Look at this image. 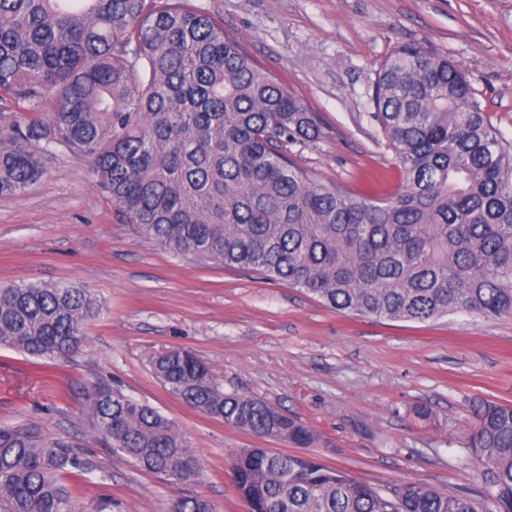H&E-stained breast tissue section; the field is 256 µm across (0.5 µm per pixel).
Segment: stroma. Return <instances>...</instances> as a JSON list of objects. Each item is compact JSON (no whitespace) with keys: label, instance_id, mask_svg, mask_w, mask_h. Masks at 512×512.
Returning <instances> with one entry per match:
<instances>
[{"label":"stroma","instance_id":"obj_1","mask_svg":"<svg viewBox=\"0 0 512 512\" xmlns=\"http://www.w3.org/2000/svg\"><path fill=\"white\" fill-rule=\"evenodd\" d=\"M316 112L327 133L294 161L323 182L383 197L401 175L365 114L380 62L416 43L468 72L481 108L512 143V0H195ZM71 281L105 305L65 363L0 349V426L34 420L98 467L72 491L82 512H168L176 493L244 512L228 475L243 448L292 452L186 406L150 361L185 348L225 390L260 397L318 436L309 455L380 487L402 481L482 501L467 448L471 401L512 404V317L430 322L336 313L243 269L199 265L135 237L88 164L54 153L46 176L0 196V285ZM106 384L171 418L198 455L199 483L174 490L97 444L83 413ZM426 407L428 417L417 414Z\"/></svg>","mask_w":512,"mask_h":512}]
</instances>
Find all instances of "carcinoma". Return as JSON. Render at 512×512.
<instances>
[{
  "instance_id": "cac0c4a2",
  "label": "carcinoma",
  "mask_w": 512,
  "mask_h": 512,
  "mask_svg": "<svg viewBox=\"0 0 512 512\" xmlns=\"http://www.w3.org/2000/svg\"><path fill=\"white\" fill-rule=\"evenodd\" d=\"M0 196L25 193L62 148L86 161L140 238L198 264L249 269L340 314L420 321L512 316V145L454 60L402 44L380 63L366 118L403 181L374 199L316 181L291 148L319 117L193 0H0ZM55 108L40 117L47 99ZM103 311L73 282L0 287V348L67 361ZM194 410L297 447L316 433L263 399L226 392L191 352L153 359ZM467 448L487 512H512V405L472 404ZM91 436L177 488L199 457L175 423L118 388L87 396ZM92 459L37 421L0 427V512H76L67 476ZM230 473L245 512H477L414 482L385 489L315 457L244 448ZM170 512H215L203 495Z\"/></svg>"
}]
</instances>
